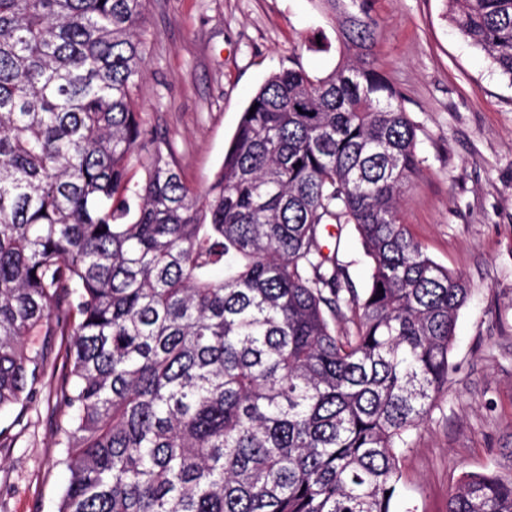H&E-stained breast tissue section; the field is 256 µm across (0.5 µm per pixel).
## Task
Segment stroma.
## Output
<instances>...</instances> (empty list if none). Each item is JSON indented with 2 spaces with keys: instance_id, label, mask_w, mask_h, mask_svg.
Instances as JSON below:
<instances>
[{
  "instance_id": "35a3bbf8",
  "label": "stroma",
  "mask_w": 512,
  "mask_h": 512,
  "mask_svg": "<svg viewBox=\"0 0 512 512\" xmlns=\"http://www.w3.org/2000/svg\"><path fill=\"white\" fill-rule=\"evenodd\" d=\"M377 66L420 126V172L402 220L470 288L449 354L448 393L411 435L395 512H446L465 475L512 469V81L447 17L446 0H371ZM146 117L173 140L204 190L251 96L274 72L321 77L338 62L319 0H149ZM67 339L37 330L46 374L26 406L0 412V512H57L67 471L51 400Z\"/></svg>"
}]
</instances>
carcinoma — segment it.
<instances>
[{
	"label": "carcinoma",
	"instance_id": "obj_1",
	"mask_svg": "<svg viewBox=\"0 0 512 512\" xmlns=\"http://www.w3.org/2000/svg\"><path fill=\"white\" fill-rule=\"evenodd\" d=\"M321 2L341 61L272 74L199 193L137 102L148 0H0V411L44 370L23 338L69 337L58 512H393L469 288L401 221L418 124L369 0ZM448 4L512 80V0ZM448 512H512V469ZM339 258L347 265V273L353 287L361 294L369 282V268L357 242L353 225H343Z\"/></svg>",
	"mask_w": 512,
	"mask_h": 512
}]
</instances>
